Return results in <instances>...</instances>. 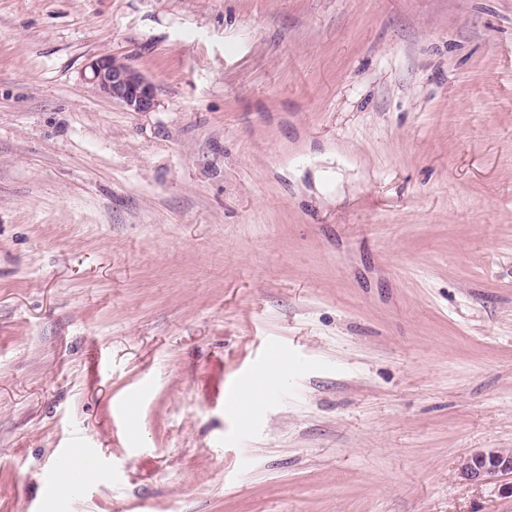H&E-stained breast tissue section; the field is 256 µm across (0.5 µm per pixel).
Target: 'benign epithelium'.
<instances>
[{
    "label": "benign epithelium",
    "instance_id": "obj_1",
    "mask_svg": "<svg viewBox=\"0 0 512 512\" xmlns=\"http://www.w3.org/2000/svg\"><path fill=\"white\" fill-rule=\"evenodd\" d=\"M88 68V80L105 98L130 112H147L153 107L155 86L120 57L99 56L88 63ZM458 476L473 484L512 477V448H486L468 454L460 463Z\"/></svg>",
    "mask_w": 512,
    "mask_h": 512
}]
</instances>
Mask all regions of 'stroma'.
Returning <instances> with one entry per match:
<instances>
[{"instance_id":"obj_1","label":"stroma","mask_w":512,"mask_h":512,"mask_svg":"<svg viewBox=\"0 0 512 512\" xmlns=\"http://www.w3.org/2000/svg\"><path fill=\"white\" fill-rule=\"evenodd\" d=\"M482 448L512 0H0V512H512ZM87 68L92 82L102 96L131 112L149 111L155 102L156 88L139 71L115 55L92 59ZM461 480L483 484L493 478L512 477V448H486L471 452L458 468Z\"/></svg>"}]
</instances>
